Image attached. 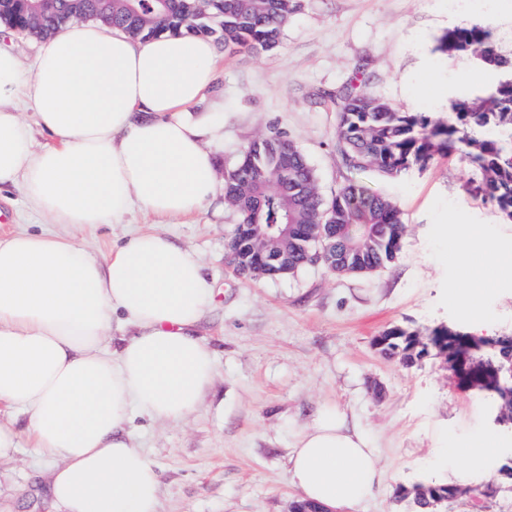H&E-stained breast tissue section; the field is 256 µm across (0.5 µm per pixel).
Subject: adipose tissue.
I'll return each mask as SVG.
<instances>
[{
    "label": "adipose tissue",
    "instance_id": "ef3b65f1",
    "mask_svg": "<svg viewBox=\"0 0 512 512\" xmlns=\"http://www.w3.org/2000/svg\"><path fill=\"white\" fill-rule=\"evenodd\" d=\"M211 38L149 41L96 21L42 40L34 75L0 48V189L56 225L114 224L139 209L179 220L223 195L206 142L222 116L197 113L212 84ZM28 96L51 138L35 148L18 111ZM463 264H504L494 242L458 235ZM212 299L192 249L150 231L98 257L61 233L0 236V407L30 416L59 512H158L160 476L127 431L133 414L176 423L213 380L197 327ZM132 328L103 351L114 315ZM376 449L344 413L323 408L294 442L300 500L354 507L382 482Z\"/></svg>",
    "mask_w": 512,
    "mask_h": 512
}]
</instances>
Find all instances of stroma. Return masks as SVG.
Wrapping results in <instances>:
<instances>
[{
    "label": "stroma",
    "instance_id": "stroma-1",
    "mask_svg": "<svg viewBox=\"0 0 512 512\" xmlns=\"http://www.w3.org/2000/svg\"><path fill=\"white\" fill-rule=\"evenodd\" d=\"M281 46L254 55L220 53L200 111L224 104V128L213 144L218 173L232 167L254 138L282 134L308 157L318 191L328 197L350 178L336 152V96L349 83L402 112L447 116L449 87L464 91L494 77L468 57L443 55L438 38L465 22L490 28L500 53L512 57V0H301ZM464 170L435 157L427 169L364 183L402 212V249L379 272L339 276L319 265L272 280L244 278L229 267L226 235L232 208H207L189 222L157 225L134 212L118 224L68 227L99 256L137 231L161 228L198 253L213 288L199 333L214 358V378L199 406L182 421L135 418L129 432L156 466L158 512H289L297 492L288 481L296 436L319 410L333 405L364 430L379 453L384 482L354 512H409L398 487L441 482L461 495L441 512H512V487L478 502L512 457V430L496 427L492 396L457 388L443 357L405 368L383 357L373 339L395 326L431 336L455 326L512 334V277L483 276L478 287L457 286L473 271L453 256L457 234L502 241L512 253V223L463 188ZM47 231L12 191L0 194V232ZM472 297L465 309L464 297ZM28 414L0 412L17 434L13 460L0 464V512H56L41 477L44 464L28 440ZM489 454L466 460L456 445H477L489 431Z\"/></svg>",
    "mask_w": 512,
    "mask_h": 512
}]
</instances>
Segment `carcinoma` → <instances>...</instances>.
I'll use <instances>...</instances> for the list:
<instances>
[{
  "label": "carcinoma",
  "instance_id": "obj_1",
  "mask_svg": "<svg viewBox=\"0 0 512 512\" xmlns=\"http://www.w3.org/2000/svg\"><path fill=\"white\" fill-rule=\"evenodd\" d=\"M30 3L3 0L0 22L22 33L37 28L40 38L72 19H96L142 41L167 32L216 35L230 53L275 50L289 18L301 7L300 0H112L106 6L101 0H43L37 17ZM436 50L478 64L492 55L499 76L490 87L454 102L445 119L399 112L353 83L345 86L339 94L336 152L357 179L328 199L318 193L315 170L292 141L284 136L253 139L225 172L224 198L238 216L228 233V249L240 225L262 224L269 238L258 245L282 254L278 278L313 265L316 254L324 267L348 275L385 268L401 250V212L359 176L377 171L396 177L426 168L437 155L456 157L465 169V191L490 202L503 222L512 223V59L498 51L492 32L476 23L446 31ZM282 224L295 226L286 247L272 240L277 235L272 226ZM437 344L400 327L375 339L383 355L405 368L418 364ZM463 356L469 382L479 392L485 367L500 369V392L493 397L512 417V336L483 338ZM506 483L512 484V464L504 463L480 495L492 498ZM455 491L454 486L429 484L411 495L400 487L395 495L411 499L415 512H438Z\"/></svg>",
  "mask_w": 512,
  "mask_h": 512
}]
</instances>
